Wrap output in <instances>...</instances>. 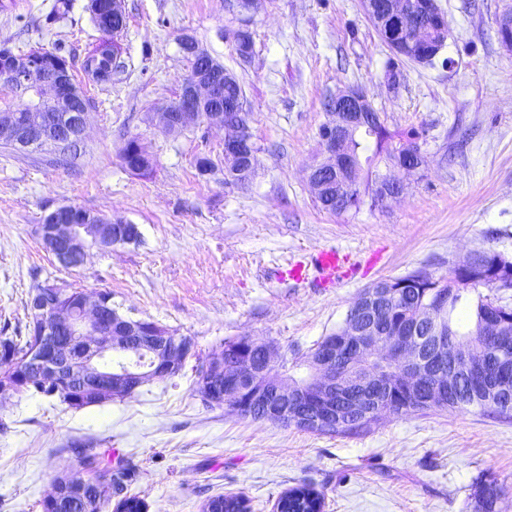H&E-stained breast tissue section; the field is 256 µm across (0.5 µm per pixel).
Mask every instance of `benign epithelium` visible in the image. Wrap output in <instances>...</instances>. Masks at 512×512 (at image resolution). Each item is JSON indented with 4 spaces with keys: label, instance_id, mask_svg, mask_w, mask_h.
Masks as SVG:
<instances>
[{
    "label": "benign epithelium",
    "instance_id": "1",
    "mask_svg": "<svg viewBox=\"0 0 512 512\" xmlns=\"http://www.w3.org/2000/svg\"><path fill=\"white\" fill-rule=\"evenodd\" d=\"M368 18L376 19L383 42L396 59L443 49L432 43L426 30L448 31L446 16L436 0H387V15L379 16L375 0H363ZM499 41L512 49V12L497 21ZM0 86L24 99L20 110L0 112V139L21 150L50 145L56 154H67L82 139L89 108L83 89L74 81L69 64L47 53L41 59L10 56L0 69ZM224 85L209 68L187 77L178 97L154 113L168 133L189 127H222L224 168L251 178L255 155L245 149L240 128L224 121V109L216 105ZM326 120L319 132L320 163L307 169L311 188L358 171L360 159L350 151L351 140L381 123L365 89L346 87L330 95L324 104ZM425 163L419 152L398 155L392 166L407 173ZM400 181L384 175L378 185V204L395 199ZM43 245L67 267L84 264L91 248H110L137 239L135 224H41ZM459 278L469 284L512 281V260L498 253H472L456 267ZM414 282L388 279L369 286L347 314L343 329L323 339L302 362L303 377L288 375V359L276 348L249 337L229 341L218 353L198 362L196 391L209 405H230L241 416L254 420H284L296 427L334 429L353 420L391 410L365 408L350 398L353 387L386 390L405 405L442 409L465 377L476 387L507 393L512 390V372L506 357L493 365L466 341L443 328L442 312L430 304L418 311L413 323L392 335L383 331L388 299L401 296ZM28 309L34 330L32 349L24 358L13 382L0 389L19 392L27 376L43 378L58 388L77 394L83 402L107 401L133 393L145 381L180 374L187 359L196 354L194 341L178 336L148 320H133L119 314L110 299L99 292L95 299L81 293L66 297L62 287L37 288L30 292ZM480 334L494 338L506 348L512 342V307L502 304L485 317ZM431 344L430 355L421 353L419 336Z\"/></svg>",
    "mask_w": 512,
    "mask_h": 512
}]
</instances>
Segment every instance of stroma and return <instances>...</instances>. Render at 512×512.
I'll list each match as a JSON object with an SVG mask.
<instances>
[{"instance_id": "35a3bbf8", "label": "stroma", "mask_w": 512, "mask_h": 512, "mask_svg": "<svg viewBox=\"0 0 512 512\" xmlns=\"http://www.w3.org/2000/svg\"><path fill=\"white\" fill-rule=\"evenodd\" d=\"M53 2L16 0L0 12V43L17 54L39 46L84 57L101 39L85 0L49 25ZM437 3L452 67L399 62L392 89L393 54L360 0H258L247 63L234 50L241 16L227 0H121L127 70L105 84L77 73L94 107L72 165L52 166L47 147H0V337L26 335L30 290L50 279L111 292L114 307L190 337L199 356L248 336L295 361L335 333L374 283L415 270L439 279L475 251L512 257V50L495 24L512 0ZM185 34L244 89L258 146L247 184L224 180L223 130L171 135L150 121L189 73L178 45ZM348 86L366 89L390 132H417L425 164L384 207L332 215L316 205L305 170L320 151L325 98ZM133 137L156 161L149 176L122 162ZM200 155L212 174L198 175ZM59 205L138 225L141 237L62 268L38 235ZM330 247L357 265L339 288L279 278L282 265ZM78 444L135 467L129 491L145 512H203L231 495L251 512H276L301 485L322 494V512H473L480 475L504 489L498 512H512V419L436 411L385 416L353 435L309 432L208 407L189 366L80 410L0 394V512H42L55 475L90 478Z\"/></svg>"}]
</instances>
